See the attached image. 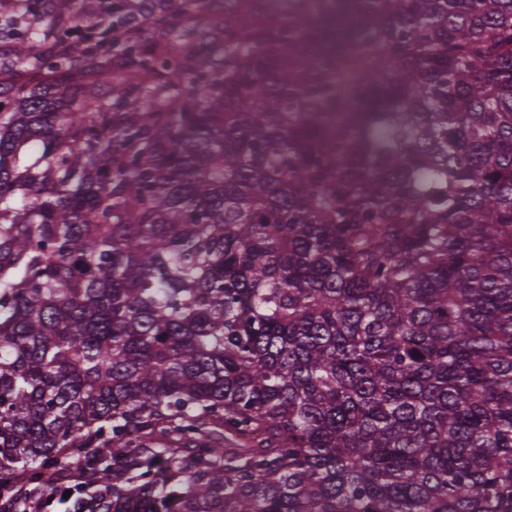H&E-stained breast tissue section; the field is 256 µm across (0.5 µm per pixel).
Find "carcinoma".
Listing matches in <instances>:
<instances>
[{
    "label": "carcinoma",
    "instance_id": "1",
    "mask_svg": "<svg viewBox=\"0 0 512 512\" xmlns=\"http://www.w3.org/2000/svg\"><path fill=\"white\" fill-rule=\"evenodd\" d=\"M34 2L0 0V512L71 448L67 512H512V0H231L204 50L100 0L62 53L77 0Z\"/></svg>",
    "mask_w": 512,
    "mask_h": 512
}]
</instances>
